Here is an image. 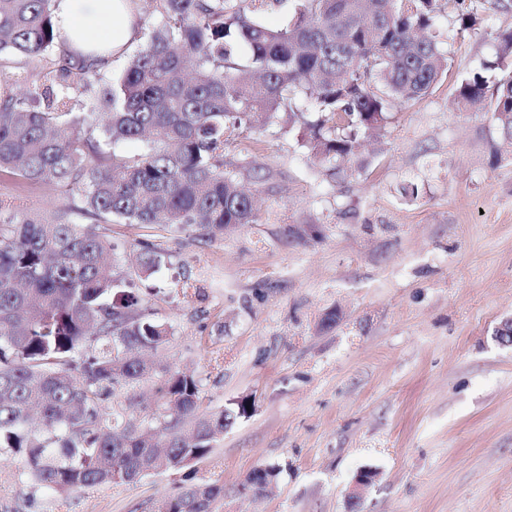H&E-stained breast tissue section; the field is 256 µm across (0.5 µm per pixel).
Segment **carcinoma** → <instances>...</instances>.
Segmentation results:
<instances>
[{
  "label": "carcinoma",
  "instance_id": "carcinoma-1",
  "mask_svg": "<svg viewBox=\"0 0 512 512\" xmlns=\"http://www.w3.org/2000/svg\"><path fill=\"white\" fill-rule=\"evenodd\" d=\"M292 2L281 27L262 15ZM159 22L107 83L109 60L60 40L55 0H0V74L22 60L18 94L0 93V175L76 194L48 219L0 205V454L34 484L65 495L181 470L207 456L249 401L200 410L199 381L147 363L170 327L128 274L107 262L99 225L210 233L255 224L253 198L224 169L228 138L255 124H296L320 164L355 155L448 73V0H152ZM457 5L460 37L475 13ZM495 57L456 88L462 109L491 114L512 139V29ZM138 140L134 156L103 146ZM156 380L163 403L134 417V389ZM124 400L107 410L105 403ZM224 487L199 483L165 512H213Z\"/></svg>",
  "mask_w": 512,
  "mask_h": 512
}]
</instances>
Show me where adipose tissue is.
<instances>
[{"mask_svg":"<svg viewBox=\"0 0 512 512\" xmlns=\"http://www.w3.org/2000/svg\"><path fill=\"white\" fill-rule=\"evenodd\" d=\"M55 21L70 48L93 60L120 54L136 35L125 0H57Z\"/></svg>","mask_w":512,"mask_h":512,"instance_id":"adipose-tissue-1","label":"adipose tissue"}]
</instances>
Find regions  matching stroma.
Here are the masks:
<instances>
[{
  "mask_svg": "<svg viewBox=\"0 0 512 512\" xmlns=\"http://www.w3.org/2000/svg\"><path fill=\"white\" fill-rule=\"evenodd\" d=\"M476 13L478 35L446 45L447 77L395 101L343 173L310 157L299 126L230 140L258 223L101 225L172 329L161 364L193 371L204 406L251 408L193 467L66 498L2 458L0 512H156L201 482L223 485L217 512H512V348L494 339L512 318V142L454 102L512 9ZM0 203L50 216L65 198L1 178ZM146 242L164 255L148 278ZM263 464L277 482L239 497ZM363 469L378 478L355 505Z\"/></svg>",
  "mask_w": 512,
  "mask_h": 512,
  "instance_id": "stroma-1",
  "label": "stroma"
}]
</instances>
